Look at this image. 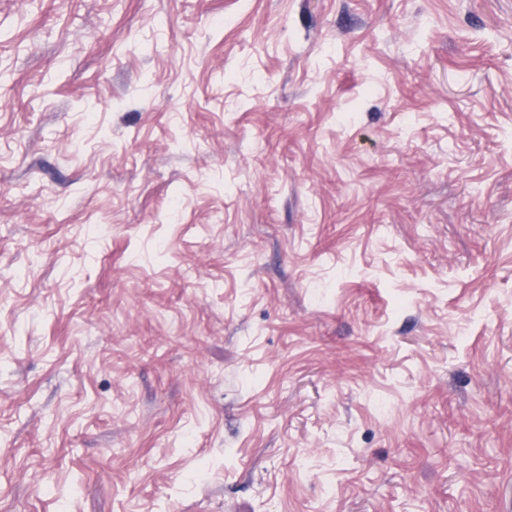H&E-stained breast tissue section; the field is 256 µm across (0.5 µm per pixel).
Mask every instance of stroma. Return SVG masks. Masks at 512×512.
<instances>
[{
    "label": "stroma",
    "mask_w": 512,
    "mask_h": 512,
    "mask_svg": "<svg viewBox=\"0 0 512 512\" xmlns=\"http://www.w3.org/2000/svg\"><path fill=\"white\" fill-rule=\"evenodd\" d=\"M512 0H0V512H505Z\"/></svg>",
    "instance_id": "stroma-1"
}]
</instances>
